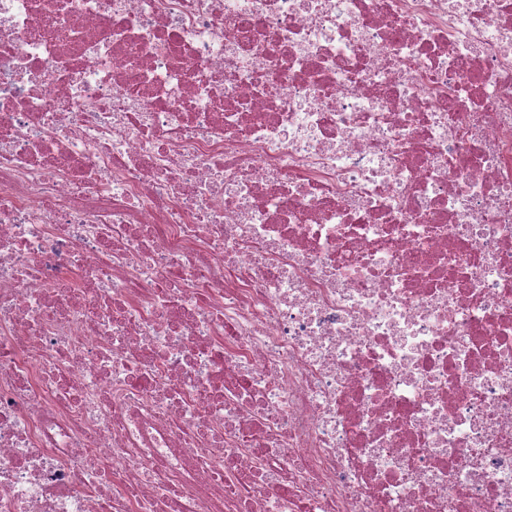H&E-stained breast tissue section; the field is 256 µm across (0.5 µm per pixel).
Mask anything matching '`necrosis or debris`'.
Instances as JSON below:
<instances>
[{
  "mask_svg": "<svg viewBox=\"0 0 512 512\" xmlns=\"http://www.w3.org/2000/svg\"><path fill=\"white\" fill-rule=\"evenodd\" d=\"M0 512H512V0H0Z\"/></svg>",
  "mask_w": 512,
  "mask_h": 512,
  "instance_id": "1",
  "label": "necrosis or debris"
}]
</instances>
